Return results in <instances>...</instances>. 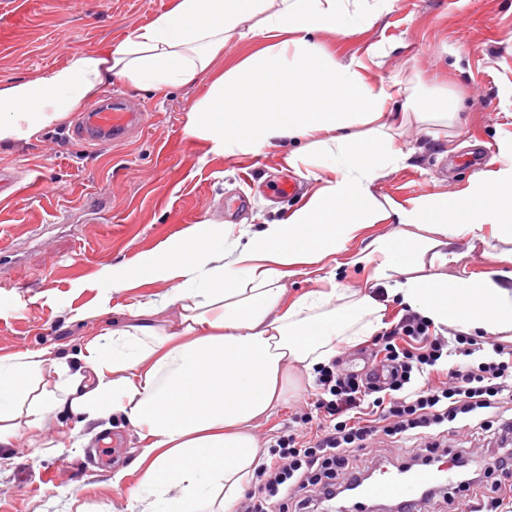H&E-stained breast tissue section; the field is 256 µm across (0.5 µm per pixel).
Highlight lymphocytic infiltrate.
I'll return each mask as SVG.
<instances>
[{"label":"lymphocytic infiltrate","instance_id":"lymphocytic-infiltrate-1","mask_svg":"<svg viewBox=\"0 0 512 512\" xmlns=\"http://www.w3.org/2000/svg\"><path fill=\"white\" fill-rule=\"evenodd\" d=\"M383 374L361 375L331 360L318 370L316 416L301 415L307 430L278 437L254 471L250 496L274 512H311L315 498L357 480L352 458L367 450L377 434L405 444L427 440L437 456L444 427L464 420L471 428L497 425L502 446L482 459L461 448L454 462L479 463L498 479L473 512H503L512 494V346L492 342L491 355L473 361L470 337L445 340L424 317L407 312L382 336ZM466 356L449 370L448 383L430 381L447 351Z\"/></svg>","mask_w":512,"mask_h":512}]
</instances>
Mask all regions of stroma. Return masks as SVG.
<instances>
[{"instance_id":"obj_1","label":"stroma","mask_w":512,"mask_h":512,"mask_svg":"<svg viewBox=\"0 0 512 512\" xmlns=\"http://www.w3.org/2000/svg\"><path fill=\"white\" fill-rule=\"evenodd\" d=\"M170 0H0V86L33 78L81 51L126 37L167 10ZM339 64L364 60L373 86L385 87L409 110L395 128L411 160L373 185L398 201L463 191L494 168L512 136V0H392L373 24L317 34ZM379 47L369 57V47ZM207 80L162 92L113 82L141 102L148 126L130 140L80 144L72 114L35 139L0 147V170L12 179L0 195V355L42 348L78 367L90 338L121 326L124 306L163 293L156 281L108 291L88 282L107 266L186 233L198 224L237 237L240 229L284 218L317 187L307 172L287 169L284 145L246 154L213 155L183 132ZM458 100L451 118L421 121L418 112L443 95ZM294 180L293 195L276 186ZM372 224L336 254L337 283L362 288L368 269L353 252L394 232ZM506 243L491 229L482 239L461 236L459 261L440 265L424 256L425 273L483 276L499 269ZM109 296L111 312L99 301ZM315 386L290 385L270 417L256 423L260 446L296 429L297 412H313ZM92 447H74L73 419L48 414L38 436L22 434L0 462V512H126L139 487L136 439L123 419L110 422Z\"/></svg>"}]
</instances>
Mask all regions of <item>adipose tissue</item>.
<instances>
[{"instance_id":"obj_1","label":"adipose tissue","mask_w":512,"mask_h":512,"mask_svg":"<svg viewBox=\"0 0 512 512\" xmlns=\"http://www.w3.org/2000/svg\"><path fill=\"white\" fill-rule=\"evenodd\" d=\"M173 0L118 42L74 54L45 75L0 87V145L27 141L66 121L113 81L163 91L211 74L232 37L262 40L259 51L212 79L187 114L184 133L217 154L288 141V167L317 189L281 220L225 241L191 231L103 272L113 290L167 282L166 293L129 305V323L89 340L83 371L46 349L0 355V451L46 414L69 411L91 425L122 414L139 438L143 469L130 512H232L252 478L260 448L251 432L289 384L314 377L339 348L374 335L390 303L419 313L437 332L512 334V269L482 278L420 274V261L448 251L464 233L492 225L512 243V139L498 166L457 194L379 201L381 172L408 161L378 122L392 95L372 87L362 62L335 60L313 34L368 25L387 0ZM371 125L369 137L351 129ZM397 230L352 258L372 266L364 288L312 290L288 298L293 266L345 249L369 224ZM180 310L165 333L159 308ZM53 381H46V373Z\"/></svg>"}]
</instances>
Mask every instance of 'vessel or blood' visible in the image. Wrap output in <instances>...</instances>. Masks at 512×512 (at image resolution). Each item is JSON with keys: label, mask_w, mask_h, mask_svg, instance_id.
Here are the masks:
<instances>
[{"label": "vessel or blood", "mask_w": 512, "mask_h": 512, "mask_svg": "<svg viewBox=\"0 0 512 512\" xmlns=\"http://www.w3.org/2000/svg\"><path fill=\"white\" fill-rule=\"evenodd\" d=\"M147 122L148 113L144 107L124 95L111 94L83 115L73 136L83 143L120 142ZM438 479L437 473L425 468L399 471L367 484L363 495L368 499L407 502Z\"/></svg>", "instance_id": "1"}]
</instances>
